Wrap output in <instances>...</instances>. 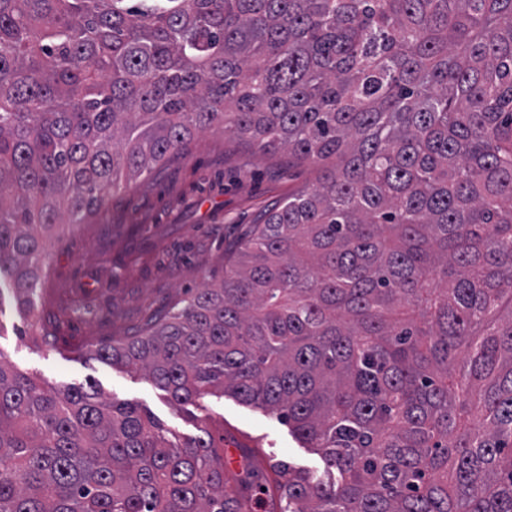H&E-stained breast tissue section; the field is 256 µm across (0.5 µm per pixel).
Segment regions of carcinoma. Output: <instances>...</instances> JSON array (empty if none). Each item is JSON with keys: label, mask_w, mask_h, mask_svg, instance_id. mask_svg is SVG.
Returning a JSON list of instances; mask_svg holds the SVG:
<instances>
[{"label": "carcinoma", "mask_w": 512, "mask_h": 512, "mask_svg": "<svg viewBox=\"0 0 512 512\" xmlns=\"http://www.w3.org/2000/svg\"><path fill=\"white\" fill-rule=\"evenodd\" d=\"M314 172L94 355L279 414L272 512H512V0H0V278L197 131ZM0 512H243L209 431L0 356Z\"/></svg>", "instance_id": "1"}]
</instances>
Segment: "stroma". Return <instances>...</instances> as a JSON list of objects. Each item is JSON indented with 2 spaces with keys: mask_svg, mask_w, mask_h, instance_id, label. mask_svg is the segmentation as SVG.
<instances>
[{
  "mask_svg": "<svg viewBox=\"0 0 512 512\" xmlns=\"http://www.w3.org/2000/svg\"><path fill=\"white\" fill-rule=\"evenodd\" d=\"M312 177L285 152L197 133L153 176L107 197L86 223L56 230L33 315L0 281V354L15 370L53 384L94 381L145 409L177 440L204 429L223 433L225 481L244 486L247 512H268L274 464L324 469L276 413L228 394L173 405L142 373L98 361L93 350L137 334L158 314L181 308L194 289L221 280L265 212ZM32 322L47 328L49 339L27 335Z\"/></svg>",
  "mask_w": 512,
  "mask_h": 512,
  "instance_id": "1",
  "label": "stroma"
}]
</instances>
